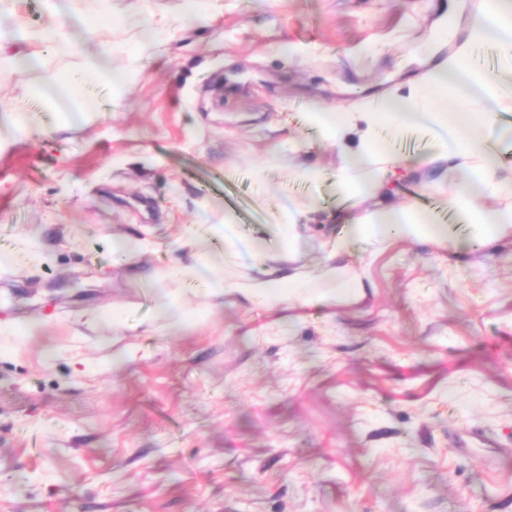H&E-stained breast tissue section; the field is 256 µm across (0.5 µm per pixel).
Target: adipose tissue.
I'll use <instances>...</instances> for the list:
<instances>
[{"mask_svg":"<svg viewBox=\"0 0 512 512\" xmlns=\"http://www.w3.org/2000/svg\"><path fill=\"white\" fill-rule=\"evenodd\" d=\"M48 26L31 36L38 49L30 54H9L7 45L15 32L0 30V76L13 73L22 66L33 67L44 54L76 51L80 40H93L94 26L81 21L79 26L66 22L67 0H41ZM470 28L465 42L451 56L440 60L406 92H392L371 100L367 107L355 112L330 111L320 107L307 114L309 125L322 137L336 141L344 163L336 173V186L344 195L360 196L367 187L377 186L387 174L392 154L380 145L376 136L379 121L404 128L412 117L421 118L433 133L429 161H449L446 211L448 223L420 207L406 209L383 207L351 221L346 233L335 239L332 252L348 250L351 243L363 241L383 244L390 236L455 242L458 233L471 232L489 241L512 235V178L499 176L500 147L503 138L512 133L505 124L504 101L512 97V0H470ZM492 46L500 56L498 64H474L476 49ZM113 81L114 74L107 56L84 53L80 68L69 71L60 81L61 94L77 100L80 112L98 109L96 100L80 96L88 79ZM474 95L480 111L457 115L444 105L450 97ZM468 161L472 186L456 178L457 160ZM491 197L502 205L490 211L481 200ZM362 287L358 275L348 266H327L321 282L311 283L299 277L288 279L287 288L276 287L274 281L257 280L249 284L247 293L261 295L271 302L293 297L305 302L335 297L336 293L355 294Z\"/></svg>","mask_w":512,"mask_h":512,"instance_id":"ef3b65f1","label":"adipose tissue"}]
</instances>
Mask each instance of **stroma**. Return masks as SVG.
<instances>
[{"instance_id": "35a3bbf8", "label": "stroma", "mask_w": 512, "mask_h": 512, "mask_svg": "<svg viewBox=\"0 0 512 512\" xmlns=\"http://www.w3.org/2000/svg\"><path fill=\"white\" fill-rule=\"evenodd\" d=\"M95 46L129 79L98 114L18 141L0 128V512H512V236L391 238L329 258L345 220L424 196L447 162L352 200L342 155L306 120L419 78L450 0H111ZM154 41L130 64L144 28ZM81 54L0 79L56 83ZM314 169V182L298 178ZM314 206L289 246L292 199ZM212 214L263 242L237 262ZM194 283L160 271L194 264ZM364 288L277 303L233 283ZM181 313L172 329L160 310ZM128 329L115 332L113 314ZM322 280L320 283H309L297 276L288 277V293L283 288H276L273 280L257 279L246 288L237 289L246 294L261 295L269 302H278L286 297L308 302L335 297L336 292L356 294L362 288L361 278L351 273L346 265H327Z\"/></svg>"}]
</instances>
